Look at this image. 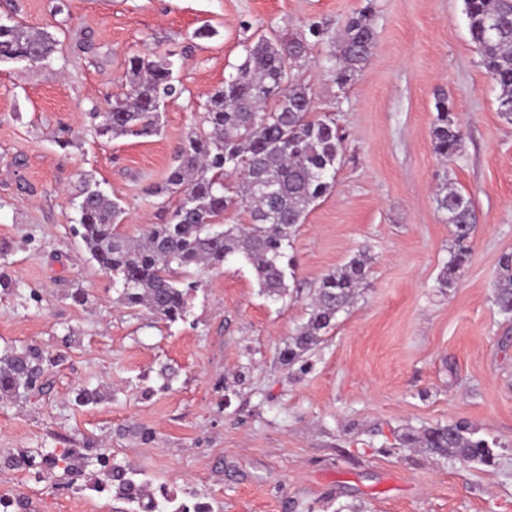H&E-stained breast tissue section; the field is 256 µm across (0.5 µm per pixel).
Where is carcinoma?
<instances>
[{"mask_svg":"<svg viewBox=\"0 0 512 512\" xmlns=\"http://www.w3.org/2000/svg\"><path fill=\"white\" fill-rule=\"evenodd\" d=\"M471 40L487 73L500 89L498 112L512 122V0H465ZM371 10L354 13L337 37L331 70L343 89L355 76L374 46ZM243 60L236 73L207 95L204 121L180 148L176 164L153 196L178 194L180 199L163 224L147 227L132 240L117 232L123 209L99 189L86 187L79 204L80 237L100 270L122 285L121 301L144 310L167 326L185 320L188 300L199 281L187 277L190 269L216 267L235 255L251 266L261 291L269 297L286 294L294 259L287 253L290 240L311 206L334 187L344 135L335 119L314 115L309 89L296 70L307 60V40L281 41L261 36L242 44ZM57 52L49 34L19 23L0 22V60L42 63ZM129 92L112 105L113 137H147L159 130L158 106L182 93L175 83L173 63L165 55L128 59ZM431 137L435 152L453 160L463 133L451 116L448 100L440 98ZM242 175V185L226 195L224 179ZM446 212L453 248L438 280L452 287L471 255L478 216L470 201L453 187L436 197ZM235 207L250 216L247 224L224 223V212ZM368 259L352 256L340 268L325 274L311 302L308 321L290 337L280 352L291 365L316 346L346 311L363 287ZM182 271L179 281L174 273ZM494 303L501 311L512 307V253L499 259ZM44 356L35 347L11 350L0 356V399L24 394L41 377ZM402 440L436 455H452L485 464L492 457L488 442L474 437L468 427H435ZM100 487H111L132 512H202L175 499L159 501L135 479L136 472L119 465L104 467Z\"/></svg>","mask_w":512,"mask_h":512,"instance_id":"obj_1","label":"carcinoma"}]
</instances>
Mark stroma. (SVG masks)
Returning a JSON list of instances; mask_svg holds the SVG:
<instances>
[{"instance_id": "stroma-1", "label": "stroma", "mask_w": 512, "mask_h": 512, "mask_svg": "<svg viewBox=\"0 0 512 512\" xmlns=\"http://www.w3.org/2000/svg\"><path fill=\"white\" fill-rule=\"evenodd\" d=\"M371 8L375 45L345 88L329 72L333 36ZM0 22L52 35L47 62L0 60V355L33 346L45 373L0 400V457L81 448V473L0 466L16 512H128L90 476L101 456L153 488L214 512H512V314L493 302L512 252V123L480 62L463 0H0ZM300 70L316 115L345 132L330 194L288 249V294L260 291L244 259L194 272L186 321L125 307L77 234L85 184L119 200L139 237L166 211L164 182L203 103L242 60L245 38L307 34ZM210 27V36L196 32ZM170 53L184 91L147 138L98 135L92 112L128 90L133 55ZM463 134L433 149L435 102ZM453 184L479 217L454 287L438 275L452 237L435 195ZM367 285L322 342L285 367L323 275L357 253ZM83 289L85 305L70 295ZM101 402L79 405V389ZM462 423L493 464L399 442Z\"/></svg>"}]
</instances>
